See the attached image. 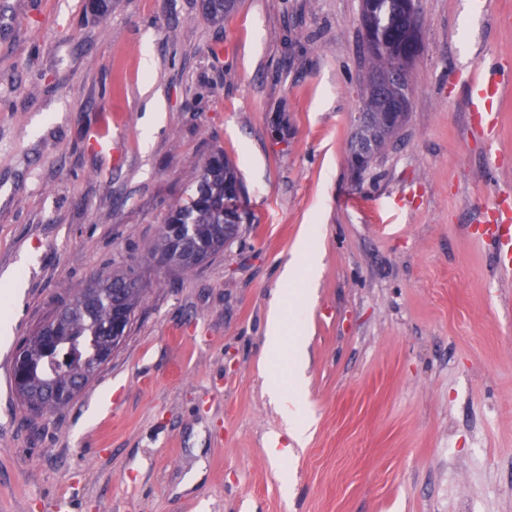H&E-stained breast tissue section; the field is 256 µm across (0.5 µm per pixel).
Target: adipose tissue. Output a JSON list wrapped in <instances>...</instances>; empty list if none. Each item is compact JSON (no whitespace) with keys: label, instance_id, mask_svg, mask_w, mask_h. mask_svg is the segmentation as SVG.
Returning <instances> with one entry per match:
<instances>
[{"label":"adipose tissue","instance_id":"ef3b65f1","mask_svg":"<svg viewBox=\"0 0 512 512\" xmlns=\"http://www.w3.org/2000/svg\"><path fill=\"white\" fill-rule=\"evenodd\" d=\"M312 236L301 238L296 248V258L290 261L281 274L284 284L293 285V294L301 305L311 303L314 296V282L317 278L322 255L312 245ZM288 322L284 299H277L267 318L264 353L267 359L276 361L280 357L288 359V378L280 380L270 376L267 389L276 403L284 421L289 426L293 438L298 443H306L310 426L300 415V397L304 386V346L302 343L286 345Z\"/></svg>","mask_w":512,"mask_h":512}]
</instances>
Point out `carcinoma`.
Returning a JSON list of instances; mask_svg holds the SVG:
<instances>
[{
	"instance_id": "obj_1",
	"label": "carcinoma",
	"mask_w": 512,
	"mask_h": 512,
	"mask_svg": "<svg viewBox=\"0 0 512 512\" xmlns=\"http://www.w3.org/2000/svg\"><path fill=\"white\" fill-rule=\"evenodd\" d=\"M236 0H201L203 15L212 22L224 20V15L234 10ZM407 0H373L365 14L370 37L369 66L373 71H390L398 66V49L404 40V25ZM364 110L370 122L360 130V137L374 142V148L364 160V167L377 159L396 130L383 128L378 102L366 94ZM241 183L233 163L216 149L209 156L193 180L190 194L171 205L165 224H182L183 253L192 254L209 249L215 255L225 244L224 237L234 239L240 224L247 220V213L240 210L229 218L212 203L214 198L224 197V181ZM125 304L137 308L146 287L134 272L118 274ZM88 286L99 292L88 303L78 300V295L63 297L52 319H60L53 337L52 346L43 351L34 337L21 339L16 346L13 372L24 371V383L13 378L14 388L20 398L32 410L54 411L59 406L53 402L54 391L66 384L90 379L85 377V368L91 364L101 347L102 339L112 331V307L116 298L112 291V277L95 278Z\"/></svg>"
}]
</instances>
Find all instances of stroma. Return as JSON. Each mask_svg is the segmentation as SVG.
Here are the masks:
<instances>
[{
    "label": "stroma",
    "mask_w": 512,
    "mask_h": 512,
    "mask_svg": "<svg viewBox=\"0 0 512 512\" xmlns=\"http://www.w3.org/2000/svg\"><path fill=\"white\" fill-rule=\"evenodd\" d=\"M87 3L0 0V512H512V246L484 218L512 192V87L494 136L469 110L482 57L512 64V0H417L409 112L359 175L360 0H239L220 23L200 0ZM215 148L251 220L194 272L161 270L168 208ZM313 225L315 299L286 310L308 341L301 446L263 343ZM129 269L147 293L123 344L66 407L30 411L17 340L63 289Z\"/></svg>",
    "instance_id": "obj_1"
}]
</instances>
